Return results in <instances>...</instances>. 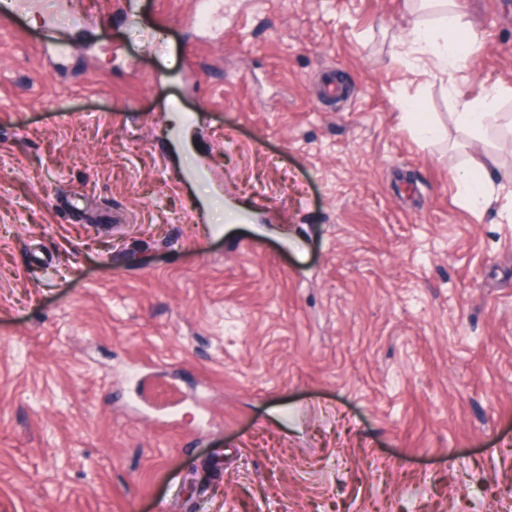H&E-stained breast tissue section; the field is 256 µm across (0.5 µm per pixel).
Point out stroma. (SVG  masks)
Returning a JSON list of instances; mask_svg holds the SVG:
<instances>
[{
    "instance_id": "obj_1",
    "label": "stroma",
    "mask_w": 512,
    "mask_h": 512,
    "mask_svg": "<svg viewBox=\"0 0 512 512\" xmlns=\"http://www.w3.org/2000/svg\"><path fill=\"white\" fill-rule=\"evenodd\" d=\"M223 2L0 12V512H512V0ZM444 2L437 28L416 24L411 32L412 43L419 57L430 56L449 72L469 61L477 35L466 20L461 0H421ZM452 92L455 96L456 106L459 112H456L460 124L471 131L475 137L482 134L486 128L493 112H488L492 101L496 100L503 93L500 89L492 88L480 102L468 99L464 94L457 90L454 83H451ZM486 171V164L477 160L455 179L460 193L470 201L480 202L481 205L489 204L495 197Z\"/></svg>"
}]
</instances>
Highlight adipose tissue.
Returning <instances> with one entry per match:
<instances>
[{"label": "adipose tissue", "instance_id": "obj_1", "mask_svg": "<svg viewBox=\"0 0 512 512\" xmlns=\"http://www.w3.org/2000/svg\"><path fill=\"white\" fill-rule=\"evenodd\" d=\"M411 35L418 56L433 57L448 71L469 61L477 41L466 19L462 0H445L437 27L418 24Z\"/></svg>", "mask_w": 512, "mask_h": 512}]
</instances>
